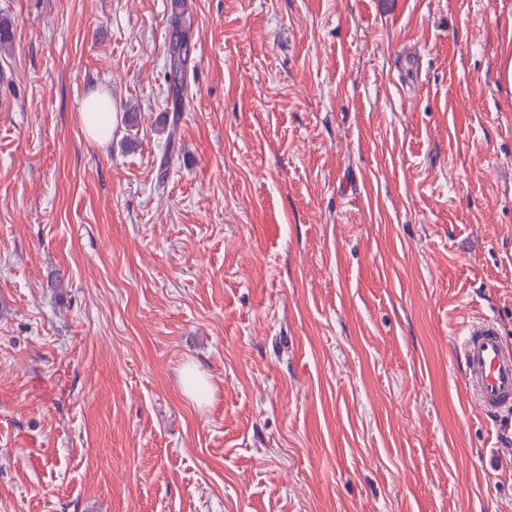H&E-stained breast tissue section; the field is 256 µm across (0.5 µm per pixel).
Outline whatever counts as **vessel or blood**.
<instances>
[{
	"instance_id": "1",
	"label": "vessel or blood",
	"mask_w": 512,
	"mask_h": 512,
	"mask_svg": "<svg viewBox=\"0 0 512 512\" xmlns=\"http://www.w3.org/2000/svg\"><path fill=\"white\" fill-rule=\"evenodd\" d=\"M458 352L479 410L496 419L512 414V345L497 322L464 321Z\"/></svg>"
}]
</instances>
